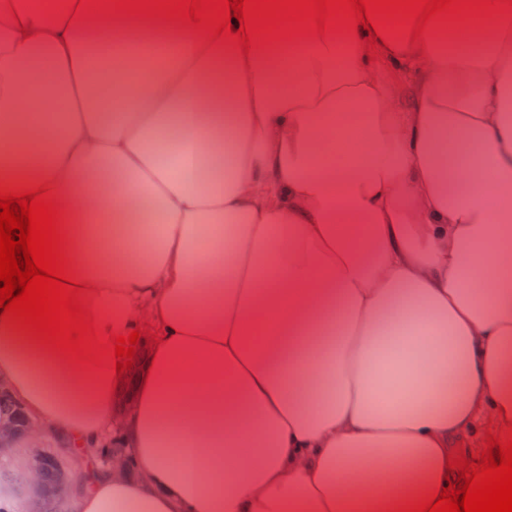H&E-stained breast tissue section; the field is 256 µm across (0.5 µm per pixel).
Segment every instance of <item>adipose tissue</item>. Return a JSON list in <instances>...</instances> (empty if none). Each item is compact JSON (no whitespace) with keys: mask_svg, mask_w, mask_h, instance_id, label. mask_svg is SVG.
<instances>
[{"mask_svg":"<svg viewBox=\"0 0 512 512\" xmlns=\"http://www.w3.org/2000/svg\"><path fill=\"white\" fill-rule=\"evenodd\" d=\"M78 2L0 0V187L51 190L96 324L160 342L124 390L0 319V379L80 473L57 512H396L445 487L447 454L512 420V14L386 29L373 60L363 28L247 54L166 25L188 81L125 58L108 109L85 47L152 25ZM112 436L129 474L97 464ZM41 437L0 454V512L45 502Z\"/></svg>","mask_w":512,"mask_h":512,"instance_id":"ef3b65f1","label":"adipose tissue"}]
</instances>
